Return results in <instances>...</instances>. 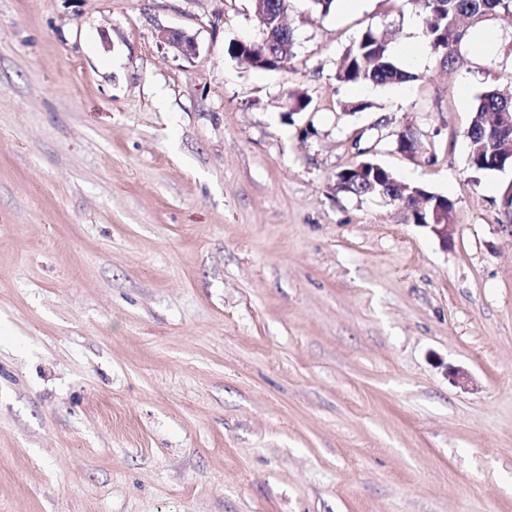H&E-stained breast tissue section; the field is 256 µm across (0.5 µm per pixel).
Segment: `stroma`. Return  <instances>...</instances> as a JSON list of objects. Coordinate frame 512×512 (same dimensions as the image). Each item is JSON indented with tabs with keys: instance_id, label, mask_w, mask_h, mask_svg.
Masks as SVG:
<instances>
[{
	"instance_id": "obj_1",
	"label": "stroma",
	"mask_w": 512,
	"mask_h": 512,
	"mask_svg": "<svg viewBox=\"0 0 512 512\" xmlns=\"http://www.w3.org/2000/svg\"><path fill=\"white\" fill-rule=\"evenodd\" d=\"M284 22L260 70L254 0H0V512H512V169L464 137L512 16L359 90L337 61L410 5ZM363 158L447 241L340 189ZM275 36V43L273 44H257L256 50V61L261 60L262 56L272 55L276 62L273 63V66H268L265 64V61L260 62L255 65L256 68H279L283 67L284 63H286L293 56V38L290 28H288V33H282L281 31H277L276 29L273 32ZM160 38L170 44L183 55H192L196 53V42L192 35L185 31H168L161 32ZM363 161H367L376 165V168L378 170V179H381L383 183H387L389 180H391V184L393 185L392 197L396 200H400L402 203L405 204V208L408 210L413 224H417L418 226L428 228L429 231L436 237H438L440 240H442L443 242L447 241L448 232L452 225L448 223V219L450 217V213L454 209V203L450 198L444 195H435V193H432L430 191L427 192V190L425 189V191L424 188L423 190L428 193V196H424L422 194L419 195L421 198L419 196H414L411 194V189H417L419 188V186L415 187L410 186L409 184H406L407 186H405L394 178L393 173L389 169L371 160ZM359 163L339 173L338 181H340L341 187L344 188L347 192H350L359 197L370 196L368 193H363L365 182L359 181L360 176L356 174L353 170ZM347 172H351L352 176H354V179L352 181L349 180ZM380 187L381 188L377 192L378 196L387 197L391 200H394L391 197V190L388 185H380ZM408 187L410 188V190H407ZM447 199L448 211H439V213H434L432 224H419L421 219L426 222H431L433 208H437L440 202H445L447 201ZM452 218L453 212L451 213L450 221H452Z\"/></svg>"
}]
</instances>
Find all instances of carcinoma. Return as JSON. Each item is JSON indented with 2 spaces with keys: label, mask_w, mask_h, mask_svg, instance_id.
<instances>
[{
  "label": "carcinoma",
  "mask_w": 512,
  "mask_h": 512,
  "mask_svg": "<svg viewBox=\"0 0 512 512\" xmlns=\"http://www.w3.org/2000/svg\"><path fill=\"white\" fill-rule=\"evenodd\" d=\"M421 19L426 34V48L441 64L453 66L461 54L467 29L494 19L502 10L512 14V0H408ZM288 0H263L260 4L262 18L272 23L286 12ZM275 43L259 44L256 50L258 68H268L261 62L263 56H273V67L284 66L293 56L292 33L274 31ZM395 32L388 26L366 29L360 38L350 45L337 65L335 79L342 84L388 85L406 83L413 74L401 68L393 59ZM496 112H512V95L496 89L488 90L479 98L471 122L464 131L469 143V165L477 171L498 170L512 164V154L504 145L512 141V130L493 121ZM378 178L391 182L392 197L405 204L413 223L432 220V211L442 202H448L453 211V201L432 192L426 196H414L407 186L394 179L393 173L376 165ZM348 168L338 174V181L346 191L362 197L365 182L359 175L349 179Z\"/></svg>",
  "instance_id": "carcinoma-1"
}]
</instances>
